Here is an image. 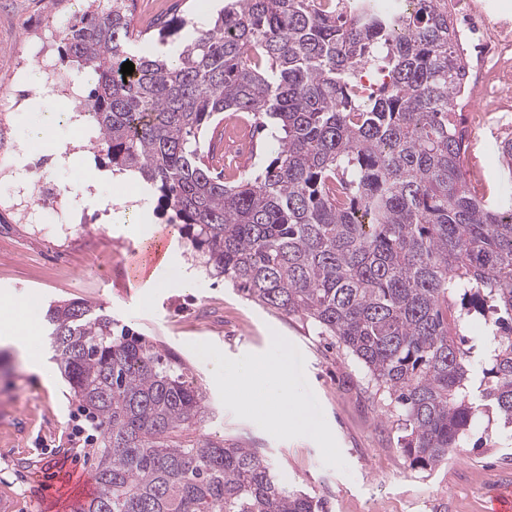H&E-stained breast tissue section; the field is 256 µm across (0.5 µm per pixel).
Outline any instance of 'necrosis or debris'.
Listing matches in <instances>:
<instances>
[{
	"instance_id": "4bbe7bcc",
	"label": "necrosis or debris",
	"mask_w": 512,
	"mask_h": 512,
	"mask_svg": "<svg viewBox=\"0 0 512 512\" xmlns=\"http://www.w3.org/2000/svg\"><path fill=\"white\" fill-rule=\"evenodd\" d=\"M446 10L457 19L462 43L472 45L474 54L466 69L474 76L465 101L456 103L455 111L465 113V130L469 141H477L489 123L502 130L512 128V22L500 18L490 0H443ZM57 22L48 16L43 28L32 34L24 56L15 61L8 76L16 85L14 94L0 97V119H7L20 110L27 94L21 85L29 61L43 67L44 81L39 91L65 108L75 137L66 148L67 153L90 149L95 141V130L87 119V104L83 84L78 75L58 70L55 63ZM0 208L15 211L21 223L40 224L51 219L56 238L63 239L77 225L85 223L83 210L68 202L65 190L50 181L38 180L34 192L25 200L0 196Z\"/></svg>"
}]
</instances>
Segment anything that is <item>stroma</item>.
Here are the masks:
<instances>
[{
	"label": "stroma",
	"instance_id": "stroma-1",
	"mask_svg": "<svg viewBox=\"0 0 512 512\" xmlns=\"http://www.w3.org/2000/svg\"><path fill=\"white\" fill-rule=\"evenodd\" d=\"M45 15L46 0H0V77L13 62L16 19L35 24ZM497 142L484 136L465 161L482 172L490 190L503 179ZM42 173L62 186H92L89 212L128 206L134 220L86 225L73 231L61 252L52 233L34 235L29 225L0 213V296L21 302L27 318L40 324L50 303L96 305L178 354L209 410L199 433L259 449L282 485L321 497L329 512H484L489 493L512 484V445L493 426L483 435L484 447L466 442L434 469L411 468L399 444V413L360 365L310 323L206 277L157 194L144 189L130 198L117 179L88 184L84 170L68 162ZM164 226L168 253L177 266L193 271V288H152L129 278L131 253ZM276 340L288 345V382L315 430L278 424L265 406L263 375L255 377L249 408L213 379L219 369L233 373L261 365ZM34 351L43 356L47 373L32 372L13 350L0 347V498L13 503V512H67L63 501L45 500L42 482L58 469L94 478L96 447L71 439L85 409L54 360L48 337H40Z\"/></svg>",
	"mask_w": 512,
	"mask_h": 512
}]
</instances>
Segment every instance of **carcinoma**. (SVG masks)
Instances as JSON below:
<instances>
[{
	"instance_id": "carcinoma-1",
	"label": "carcinoma",
	"mask_w": 512,
	"mask_h": 512,
	"mask_svg": "<svg viewBox=\"0 0 512 512\" xmlns=\"http://www.w3.org/2000/svg\"><path fill=\"white\" fill-rule=\"evenodd\" d=\"M185 23L138 29L128 0H108L65 28V55L97 76L106 167L159 194L208 277L335 338L398 409L410 467L447 461L484 417L512 433V196L465 178L452 18L436 0L398 18L228 0L178 56L127 51ZM367 66L384 73L368 96ZM226 112L274 141L229 180L213 167ZM45 321L100 428L81 512H326L258 449L196 434L208 408L180 359L87 303L56 302ZM474 322L488 330L467 340Z\"/></svg>"
}]
</instances>
